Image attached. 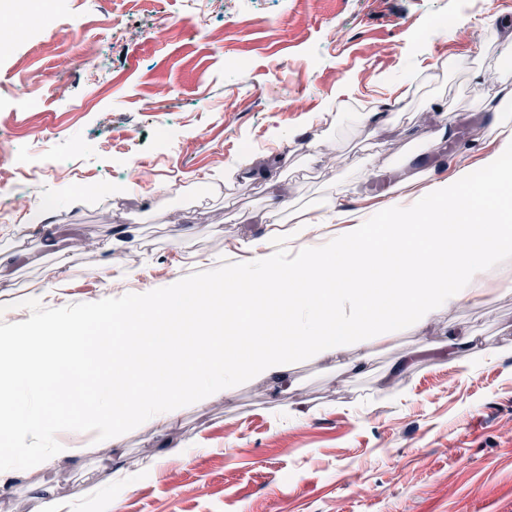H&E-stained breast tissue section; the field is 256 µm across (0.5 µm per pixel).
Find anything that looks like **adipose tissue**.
I'll use <instances>...</instances> for the list:
<instances>
[{
    "instance_id": "1",
    "label": "adipose tissue",
    "mask_w": 512,
    "mask_h": 512,
    "mask_svg": "<svg viewBox=\"0 0 512 512\" xmlns=\"http://www.w3.org/2000/svg\"><path fill=\"white\" fill-rule=\"evenodd\" d=\"M485 106L494 114L493 148L482 159L488 182H473L461 162L443 180L418 172L397 182L370 209L344 211L327 201L318 215L301 213L289 226L281 196L263 218L264 236L243 242L244 260L218 281L177 279L106 306L95 316L102 337L94 341L79 312L1 335L0 380L11 391L0 400V434L10 456L45 468L118 447L131 426L176 421L199 398H224L255 377H285L298 354L353 352L362 365L374 344L427 326L489 289L512 290V224L499 211L500 188L512 187V167L504 164L512 157V116L494 101ZM322 224L335 225V236L311 244ZM286 242L292 250H283ZM244 327L261 340L242 356L236 338ZM114 332L122 335L117 359L136 356L147 379L126 394L104 387L87 420L85 368ZM32 335L52 346V361L69 363L62 390L53 389L50 373L31 375Z\"/></svg>"
}]
</instances>
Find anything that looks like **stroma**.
Instances as JSON below:
<instances>
[{"instance_id":"stroma-1","label":"stroma","mask_w":512,"mask_h":512,"mask_svg":"<svg viewBox=\"0 0 512 512\" xmlns=\"http://www.w3.org/2000/svg\"><path fill=\"white\" fill-rule=\"evenodd\" d=\"M28 4L56 28L0 25V195L52 204L53 226L19 209L0 223V333L217 277L264 234L271 180L298 212L358 209L461 158L481 176L493 115L479 97L512 114V0ZM361 111L384 113L382 129ZM109 256L137 279L105 283ZM24 294L27 309L8 307ZM452 325L471 348L427 351ZM1 468L0 512H45L42 485L72 512L110 496L120 512H512V293L377 345L364 372L302 358L287 388L251 379L121 447L43 469L0 454Z\"/></svg>"}]
</instances>
